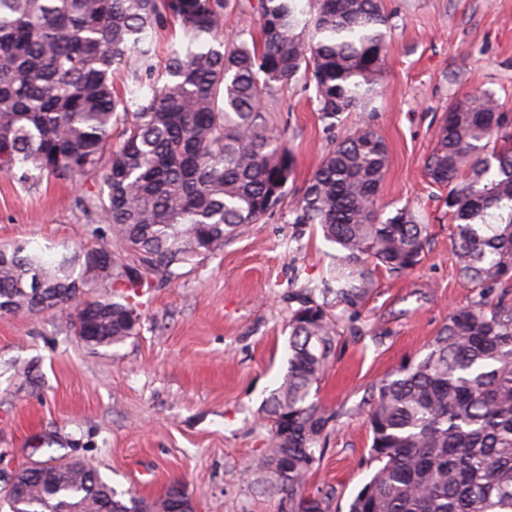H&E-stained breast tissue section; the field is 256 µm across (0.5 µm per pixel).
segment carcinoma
I'll list each match as a JSON object with an SVG mask.
<instances>
[{"label": "carcinoma", "mask_w": 512, "mask_h": 512, "mask_svg": "<svg viewBox=\"0 0 512 512\" xmlns=\"http://www.w3.org/2000/svg\"><path fill=\"white\" fill-rule=\"evenodd\" d=\"M226 0H0V174L21 185L55 176L99 183L78 199L133 252L109 242L47 263L25 245L0 247V313L75 306V335L111 348L140 331L138 290L172 281L213 255L288 194L292 151L271 135L260 104L295 78L314 84L334 129L370 112L386 65L381 0H258V42L224 43ZM179 25L185 49L156 72L151 35ZM128 72L132 84L117 88ZM120 141L112 145L114 131ZM370 125L323 157L288 223L314 224L334 244L322 277L296 290L288 369L263 407L269 437L253 465L293 512H327L302 494L336 412L313 390L335 358L345 312L372 287L368 264L401 274L421 260L427 225L404 206L378 210L389 166ZM447 190L460 276L478 291L454 310L425 357L375 386L368 412L378 463L348 512H512V113L489 91L448 103L426 161ZM87 288L101 292L82 301ZM25 469L9 512L46 504L85 512L178 509L179 481L155 500L116 490L89 466L51 456Z\"/></svg>", "instance_id": "carcinoma-1"}]
</instances>
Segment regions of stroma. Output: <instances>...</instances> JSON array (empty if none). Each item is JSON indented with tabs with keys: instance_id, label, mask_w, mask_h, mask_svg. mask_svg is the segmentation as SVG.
<instances>
[{
	"instance_id": "stroma-1",
	"label": "stroma",
	"mask_w": 512,
	"mask_h": 512,
	"mask_svg": "<svg viewBox=\"0 0 512 512\" xmlns=\"http://www.w3.org/2000/svg\"><path fill=\"white\" fill-rule=\"evenodd\" d=\"M392 25L375 110L326 129L314 87L284 84L261 110L296 168L276 213L247 225L179 280L155 281L139 299L137 336L93 350L73 334V311L0 315V482L29 459L84 458L122 494L161 496L185 484L196 512H289L247 464L263 453L261 409L288 368L291 294L319 278L333 245L288 207L337 136L371 124L390 155L378 203L416 211L428 226L419 264L375 269L318 390L337 417L305 494L334 491L342 512L372 474L367 410L374 386L424 357L449 313L477 293L459 275L451 225L425 163L449 102L483 88L512 111V0H382ZM93 182L0 175V244H28L55 259L64 246L100 243L108 227L76 205Z\"/></svg>"
}]
</instances>
